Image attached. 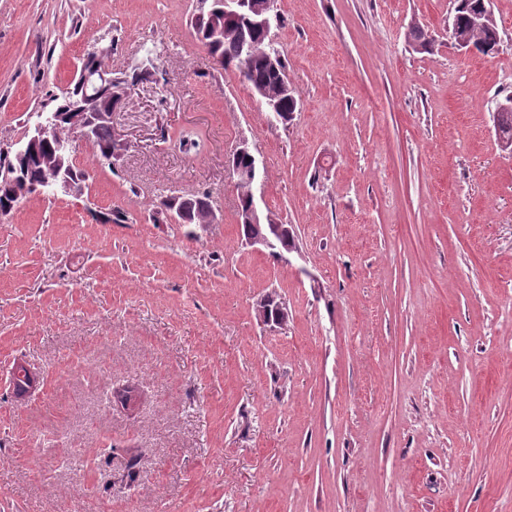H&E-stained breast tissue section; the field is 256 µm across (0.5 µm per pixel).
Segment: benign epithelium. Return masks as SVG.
<instances>
[{
  "mask_svg": "<svg viewBox=\"0 0 512 512\" xmlns=\"http://www.w3.org/2000/svg\"><path fill=\"white\" fill-rule=\"evenodd\" d=\"M274 4L275 0H224V15L259 25L268 33L271 30L270 16ZM80 83L82 93L73 106L72 114L66 119L56 113L51 116L39 115L40 121L35 125L28 141L16 151L19 166L3 177L4 183L16 198L25 197L33 190L44 195H54L59 191H81L82 183L63 168L61 153L70 151L82 143L92 142V132L98 123H112V111L102 108L99 92L112 86L113 79L108 76L106 70L84 71L81 73ZM48 143L53 144V149L58 151V154H51L45 159L44 180L39 184H31L25 177L22 163L30 150ZM245 154L250 157V165L245 169H239L235 165L236 158ZM229 169L232 175L254 186L261 181L259 162L245 140L234 150L229 161ZM247 218L252 224L267 223V233L250 238L249 245L258 251L271 250L282 261L290 262L289 254L293 253V250L281 247V239L287 227L276 222L270 215L263 214L255 197L252 198Z\"/></svg>",
  "mask_w": 512,
  "mask_h": 512,
  "instance_id": "obj_1",
  "label": "benign epithelium"
}]
</instances>
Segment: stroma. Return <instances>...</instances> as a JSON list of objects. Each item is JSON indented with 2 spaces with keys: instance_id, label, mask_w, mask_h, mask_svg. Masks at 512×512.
I'll list each match as a JSON object with an SVG mask.
<instances>
[{
  "instance_id": "obj_1",
  "label": "stroma",
  "mask_w": 512,
  "mask_h": 512,
  "mask_svg": "<svg viewBox=\"0 0 512 512\" xmlns=\"http://www.w3.org/2000/svg\"><path fill=\"white\" fill-rule=\"evenodd\" d=\"M491 8L485 57L452 45L453 0H277L298 107L275 126L196 39L197 0H0V144L92 49L151 74L112 114L115 166L81 144L82 195L0 213V512H512V0ZM242 139L289 262L237 224ZM197 193L217 223H154ZM21 361L43 377L22 403ZM248 155L250 157V165L246 169H239L236 167L234 161L239 155ZM229 169L233 176H237L241 178L245 182L252 183L253 186H256L261 181V171L259 162L256 156L252 153L248 142L243 140L238 144L236 149L232 154V158L229 161Z\"/></svg>"
}]
</instances>
